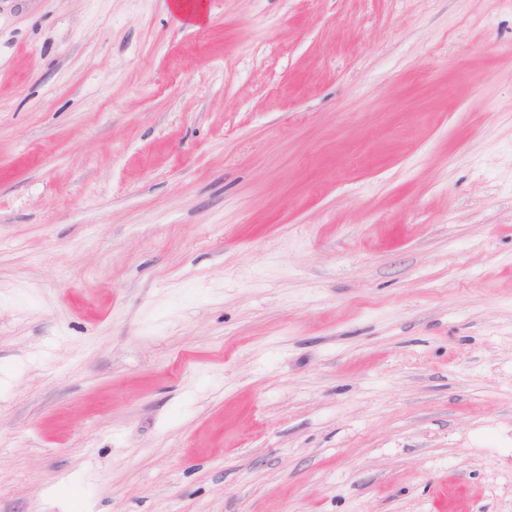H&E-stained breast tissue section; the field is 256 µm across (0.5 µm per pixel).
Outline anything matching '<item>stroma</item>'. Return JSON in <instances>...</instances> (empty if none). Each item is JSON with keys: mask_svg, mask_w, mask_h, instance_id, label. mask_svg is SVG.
Masks as SVG:
<instances>
[{"mask_svg": "<svg viewBox=\"0 0 512 512\" xmlns=\"http://www.w3.org/2000/svg\"><path fill=\"white\" fill-rule=\"evenodd\" d=\"M0 0V512H512V0Z\"/></svg>", "mask_w": 512, "mask_h": 512, "instance_id": "1", "label": "stroma"}]
</instances>
